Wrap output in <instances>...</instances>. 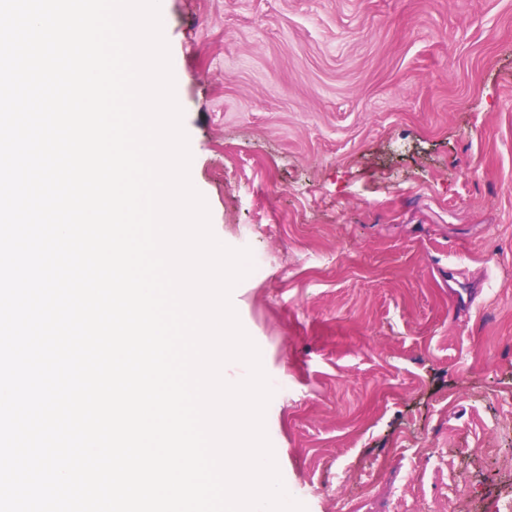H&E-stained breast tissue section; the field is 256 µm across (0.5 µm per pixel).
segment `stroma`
Wrapping results in <instances>:
<instances>
[{
	"label": "stroma",
	"instance_id": "35a3bbf8",
	"mask_svg": "<svg viewBox=\"0 0 512 512\" xmlns=\"http://www.w3.org/2000/svg\"><path fill=\"white\" fill-rule=\"evenodd\" d=\"M190 179L306 512L512 503V0H165Z\"/></svg>",
	"mask_w": 512,
	"mask_h": 512
}]
</instances>
